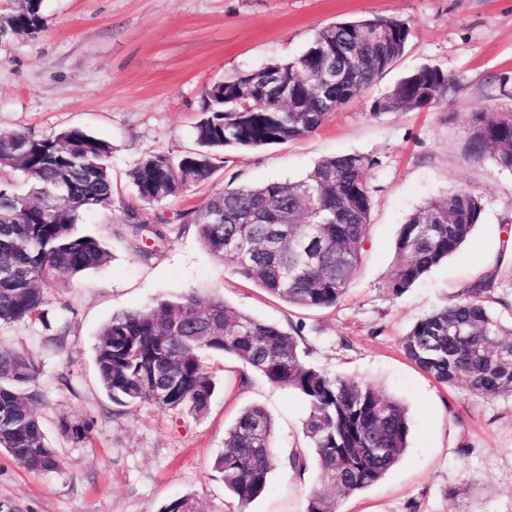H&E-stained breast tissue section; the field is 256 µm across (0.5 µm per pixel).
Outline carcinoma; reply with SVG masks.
I'll return each instance as SVG.
<instances>
[{
  "label": "carcinoma",
  "mask_w": 512,
  "mask_h": 512,
  "mask_svg": "<svg viewBox=\"0 0 512 512\" xmlns=\"http://www.w3.org/2000/svg\"><path fill=\"white\" fill-rule=\"evenodd\" d=\"M3 11L14 16L17 37L45 25L43 0H9ZM410 35V25L395 18L340 21L320 30L294 60L229 76L222 88L205 86L195 126L198 149L178 159L141 156L129 173L138 200L150 205L183 195L210 179L226 149L282 144L317 131L396 64ZM331 50L345 51L347 59L320 97L306 94L304 83L295 81L305 112L270 107L280 96L273 76L316 70V52ZM450 89H460L456 75L425 65L374 100L371 114L433 107L447 101ZM463 151L474 162L488 157L512 172V112L469 113ZM111 153L109 142L79 128L46 136L0 135V168L28 184L20 192L12 182L0 181V325L43 321L52 290L108 262V250L79 232L78 222L84 211L112 209ZM376 166L377 160L360 154L323 158L296 181L229 182L202 208L179 216L245 281L297 309L332 308L364 258L375 192L369 174ZM484 209L481 193L460 189L413 212L401 225L387 290L396 296L405 292L455 253L481 223ZM166 223L161 217L126 222L125 233L140 244L141 259L156 256L142 244L165 240ZM501 309L512 314V293L499 288L496 276H484L419 318L402 340L404 354L443 386H462L485 399L512 396V323L503 320ZM302 332L301 323L286 329L251 317L218 295L193 292L160 300L149 310L114 314L98 333L95 363L116 414L148 404L203 415L214 393L204 351L235 359L243 384L257 374L295 391L308 407L303 434L320 474L307 512H338L337 494L362 491L400 461L408 448L407 412L371 385L309 362ZM39 374L30 354L0 349V451L28 471L59 473L60 449L48 443L37 414ZM59 430L74 445L91 439L87 421L63 418ZM278 462L302 474L308 466L299 451L277 455L270 416L263 407L250 406L225 432L215 471L243 509L267 490ZM160 512H202V506L185 494Z\"/></svg>",
  "instance_id": "obj_1"
}]
</instances>
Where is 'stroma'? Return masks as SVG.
Here are the masks:
<instances>
[{
    "label": "stroma",
    "instance_id": "1",
    "mask_svg": "<svg viewBox=\"0 0 512 512\" xmlns=\"http://www.w3.org/2000/svg\"><path fill=\"white\" fill-rule=\"evenodd\" d=\"M382 16L407 21L403 57L316 132L283 144L226 153L211 178L178 198L147 206L175 218L202 207L225 184L257 186L302 178L322 158L378 160L365 258L336 307L303 311L234 274L193 229L171 235L143 261L125 234V205L137 204L128 177L137 159L195 151L205 85L300 56L318 30ZM45 27L0 43V134L45 136L77 127L111 143V210L83 215L80 227L111 254L102 267L55 290L47 323L0 325V347L30 353L42 366L38 408L48 442L62 453L58 474L29 472L0 453V502L19 512H159L187 493L204 512H307L316 467L277 465L266 493L239 509L214 471L224 432L248 406L274 423L280 456L305 448L304 400L211 354L216 384L199 418L147 404L114 414L95 364L98 333L113 314L147 309L197 292L281 326L304 323L309 359L400 401L409 443L380 481L342 498L340 512H512V397L484 399L443 387L404 355L402 339L422 315L493 273L512 291V172L461 153L467 113L512 107V0H44ZM425 65L454 73L457 95L422 111L375 117L370 106L405 74ZM470 188L485 214L458 252L403 294L385 287L401 224L432 199ZM94 424L72 445L60 417ZM468 446L460 455V446Z\"/></svg>",
    "mask_w": 512,
    "mask_h": 512
}]
</instances>
